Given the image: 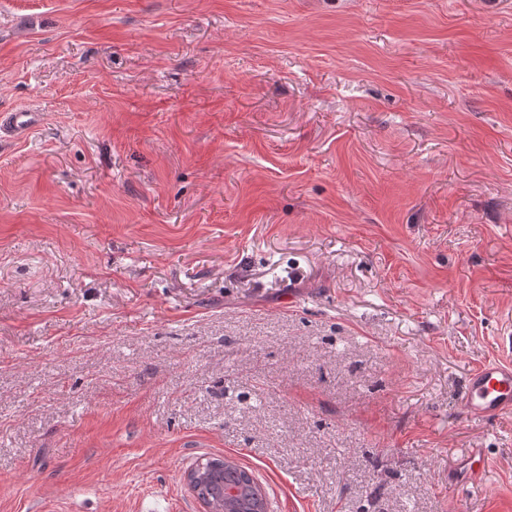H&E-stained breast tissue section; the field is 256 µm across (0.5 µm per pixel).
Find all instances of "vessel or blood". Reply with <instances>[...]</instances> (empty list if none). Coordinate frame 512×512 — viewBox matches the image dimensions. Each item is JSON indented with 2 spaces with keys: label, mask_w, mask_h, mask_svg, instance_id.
<instances>
[{
  "label": "vessel or blood",
  "mask_w": 512,
  "mask_h": 512,
  "mask_svg": "<svg viewBox=\"0 0 512 512\" xmlns=\"http://www.w3.org/2000/svg\"><path fill=\"white\" fill-rule=\"evenodd\" d=\"M39 121V115L29 109L0 113V132L20 138L27 135ZM467 414L495 419L512 413V365L487 363L473 370L468 378L464 396ZM488 460L483 449H470L456 468L464 483L480 485Z\"/></svg>",
  "instance_id": "b4317fda"
}]
</instances>
